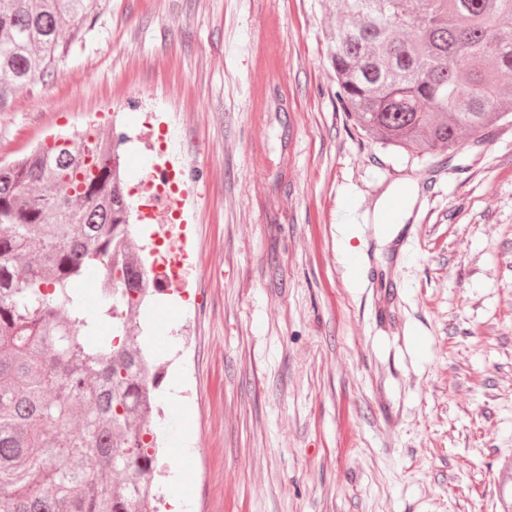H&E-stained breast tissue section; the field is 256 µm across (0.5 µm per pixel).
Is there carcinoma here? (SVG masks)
I'll return each instance as SVG.
<instances>
[{
    "instance_id": "cac0c4a2",
    "label": "carcinoma",
    "mask_w": 512,
    "mask_h": 512,
    "mask_svg": "<svg viewBox=\"0 0 512 512\" xmlns=\"http://www.w3.org/2000/svg\"><path fill=\"white\" fill-rule=\"evenodd\" d=\"M97 2L0 0V112L85 37ZM336 16L337 96L371 138L444 152L512 117V0H336ZM114 160L89 134L0 166V512H152L159 499ZM102 267L90 306L79 285Z\"/></svg>"
}]
</instances>
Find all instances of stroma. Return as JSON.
Listing matches in <instances>:
<instances>
[{
    "label": "stroma",
    "instance_id": "obj_1",
    "mask_svg": "<svg viewBox=\"0 0 512 512\" xmlns=\"http://www.w3.org/2000/svg\"><path fill=\"white\" fill-rule=\"evenodd\" d=\"M94 19L0 113V163L93 127L134 195L145 111L187 159L197 298L140 322L194 389L168 388L163 424L185 512H500L512 122L421 157L366 138L336 97L326 0H100ZM402 186L418 200L390 242L374 215Z\"/></svg>",
    "mask_w": 512,
    "mask_h": 512
}]
</instances>
